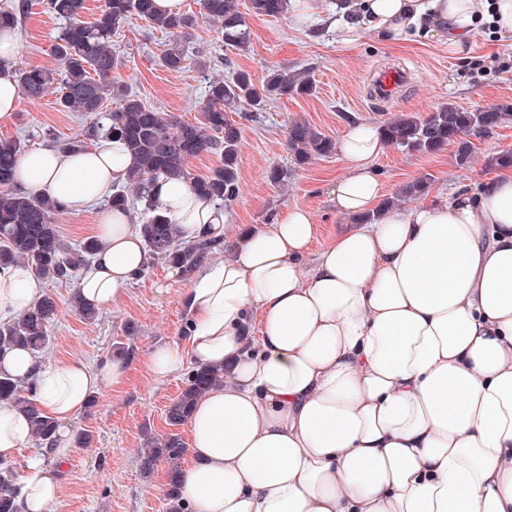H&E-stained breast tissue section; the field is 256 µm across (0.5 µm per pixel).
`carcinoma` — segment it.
Segmentation results:
<instances>
[{
  "label": "carcinoma",
  "instance_id": "obj_1",
  "mask_svg": "<svg viewBox=\"0 0 512 512\" xmlns=\"http://www.w3.org/2000/svg\"><path fill=\"white\" fill-rule=\"evenodd\" d=\"M45 9L63 26L51 45V54L59 65L54 69L13 65L12 74L26 98L39 100L48 94L65 112L96 116L82 136L57 142L63 150L79 151L92 142L111 137L125 142L137 166L128 174L125 186L112 192L109 204L125 208L135 200L143 206L140 230L152 258L191 273L221 246L216 240L201 239L184 243L175 227L153 205L152 190L160 179L185 181L213 204L224 208L240 194L238 157L242 128L228 118L243 105L261 110L281 98L310 96L314 85L309 73L272 71L256 85L242 69L232 78H210L206 85L203 121L189 123L177 116L146 106L128 93L118 77L121 60L112 51V36L121 25L136 16L156 30L171 34L164 51L163 65L180 72L186 60L181 39L189 34L198 18L214 22L224 45L244 49L250 41L248 26L240 11L239 0H199V15L169 14L156 0H106L104 8L91 21L84 20L86 0H45ZM255 17H286L290 0H249ZM120 106L105 112L108 100ZM512 120V105L496 104L466 111L451 103L443 104L427 115L404 116L380 127L388 145L408 152L436 153L457 145V162L470 161L472 144L462 138L466 132L487 133ZM336 144L305 122H294L288 131V150L299 166L314 157L331 154ZM25 151L19 140L0 139V269L16 263L29 265L35 274L51 283H63L76 277L97 248L89 238L78 245L65 241L59 233L57 217L63 209L47 196H35L16 182L18 157ZM206 153L221 154V162L207 176L191 173L190 159ZM57 303L50 293L43 294L33 307L13 321L0 325V354L22 347L41 355L50 343L48 327L54 320ZM224 374L193 367L187 373L185 387L167 409L169 424L185 423L195 401L219 385ZM39 387L0 373V400H9L27 415L33 438L41 443L51 440L55 422L44 415L36 403ZM185 453L181 437L171 433L139 450L142 471L151 473L159 460L171 465L176 474ZM18 488L12 467L0 465V512H15Z\"/></svg>",
  "mask_w": 512,
  "mask_h": 512
}]
</instances>
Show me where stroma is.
Masks as SVG:
<instances>
[{
	"instance_id": "stroma-1",
	"label": "stroma",
	"mask_w": 512,
	"mask_h": 512,
	"mask_svg": "<svg viewBox=\"0 0 512 512\" xmlns=\"http://www.w3.org/2000/svg\"><path fill=\"white\" fill-rule=\"evenodd\" d=\"M27 3L17 57L31 66L56 67L50 46L60 23L44 12L42 0ZM332 15L331 0H320L319 14L309 19L293 14L248 17L251 41L241 51L225 46L214 23L199 21L186 43L187 59L179 72L162 63L169 35L147 22L131 18L113 38V48L124 61L120 77L129 91L148 106L193 123L203 119L208 77L228 78L243 69L259 83L275 68L312 76L314 95L279 99L243 121L241 193L224 211L233 230L275 223L293 206L310 209L323 244L351 225V218L336 212L330 195L333 181L346 171L343 157L336 151L297 166L288 151L293 122H307L336 140L353 122L379 126L401 115L427 114L445 103L465 110L512 103V71L498 68L500 58L512 57L511 35L478 26L459 55L449 54L444 36L414 37L392 45L367 34L356 49L346 50L336 41L335 27L328 24ZM392 64L411 71V84L395 101L371 100L373 73ZM89 122L87 116L60 111L54 96L26 98L11 121L0 123V139H20L32 150L44 146L42 130H52L63 140L81 134ZM471 142L472 159L464 165L458 164L452 144L432 154L386 149L374 163L383 197L394 196L423 177L430 180L432 196L474 188L494 178L498 170L488 160L512 151V120ZM273 167L287 170V181L271 184L267 172ZM193 279V274L153 261L144 277L132 280L125 293L91 322L82 320L73 307V283L46 284V291L56 297L57 312L44 363L81 357L92 364L117 350L132 361L126 385L98 393L95 405L71 425L72 432L88 434L89 439L72 448L57 512H167L162 488L170 468L161 461L151 474H143L138 450L148 439L174 430L186 433V426L171 428L166 419V409L179 395L186 374L180 371L159 380L149 374L146 361L157 346L183 343L189 319L186 296Z\"/></svg>"
}]
</instances>
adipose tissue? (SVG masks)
<instances>
[{
  "mask_svg": "<svg viewBox=\"0 0 512 512\" xmlns=\"http://www.w3.org/2000/svg\"><path fill=\"white\" fill-rule=\"evenodd\" d=\"M337 25L354 49L364 33L396 44L447 33L460 53L481 20L512 34V0H360ZM21 41L0 28V121L22 92L12 76ZM347 162L331 189L353 225L319 251L311 212L295 206L241 235L223 262L197 272L185 344L162 345L158 379L185 363L220 368L224 383L198 399L176 474L183 512H512V171L412 208L383 209L373 168L378 128L348 125ZM119 140L70 152L22 154L15 177L76 212L98 215L99 248L81 271L80 299L102 309L151 257L130 209L104 199L134 165ZM155 200L181 240L224 239L223 210L181 181ZM373 221H366V214ZM25 264L0 270V315L42 294ZM126 360L75 357L44 366L26 350L0 373L34 379L57 423L51 465L31 463L17 512H54L72 452L70 425L88 399L124 384ZM32 440L28 418L0 401V458Z\"/></svg>",
  "mask_w": 512,
  "mask_h": 512,
  "instance_id": "adipose-tissue-1",
  "label": "adipose tissue"
}]
</instances>
